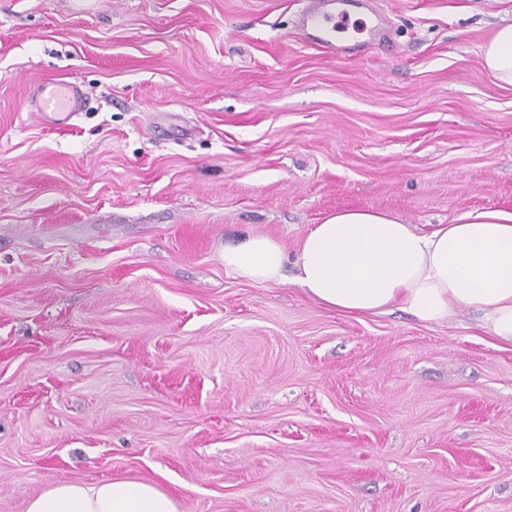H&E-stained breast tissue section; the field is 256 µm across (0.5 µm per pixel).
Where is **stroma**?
Here are the masks:
<instances>
[{"label":"stroma","instance_id":"obj_1","mask_svg":"<svg viewBox=\"0 0 512 512\" xmlns=\"http://www.w3.org/2000/svg\"><path fill=\"white\" fill-rule=\"evenodd\" d=\"M371 2L390 42L331 58L306 0H0V512L114 478L179 512H512V345L224 270L339 210H512L481 57L512 0ZM40 96V115L48 123L55 122L48 116L52 114L61 125H69L68 121L81 107V97L76 86L70 83L57 82L43 85L37 90Z\"/></svg>","mask_w":512,"mask_h":512}]
</instances>
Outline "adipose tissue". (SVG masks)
Instances as JSON below:
<instances>
[{"mask_svg":"<svg viewBox=\"0 0 512 512\" xmlns=\"http://www.w3.org/2000/svg\"><path fill=\"white\" fill-rule=\"evenodd\" d=\"M484 67L512 85V23L498 26L482 47ZM323 308L345 314L398 308L440 323L467 308L512 345V211L469 210L429 231L397 215L340 210L312 225L294 252L276 239L248 236L224 249V268L256 284L278 283L286 266ZM26 512H178L157 485L115 478L53 484Z\"/></svg>","mask_w":512,"mask_h":512,"instance_id":"1","label":"adipose tissue"}]
</instances>
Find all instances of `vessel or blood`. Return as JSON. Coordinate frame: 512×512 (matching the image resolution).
<instances>
[{
    "mask_svg": "<svg viewBox=\"0 0 512 512\" xmlns=\"http://www.w3.org/2000/svg\"><path fill=\"white\" fill-rule=\"evenodd\" d=\"M298 35L321 52L333 55H356L369 43L381 40L380 16L372 12L361 18H352L348 0H311L297 21ZM40 111L54 115L64 125L81 107L76 86L57 82L39 87Z\"/></svg>",
    "mask_w": 512,
    "mask_h": 512,
    "instance_id": "b4317fda",
    "label": "vessel or blood"
}]
</instances>
